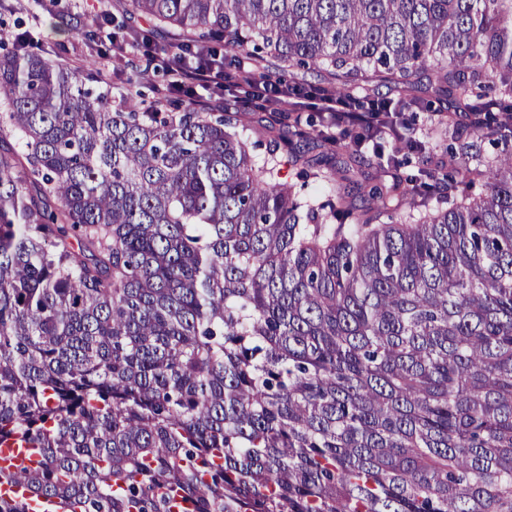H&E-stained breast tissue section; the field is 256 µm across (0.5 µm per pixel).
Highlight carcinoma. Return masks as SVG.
Returning a JSON list of instances; mask_svg holds the SVG:
<instances>
[{
  "label": "carcinoma",
  "instance_id": "cac0c4a2",
  "mask_svg": "<svg viewBox=\"0 0 512 512\" xmlns=\"http://www.w3.org/2000/svg\"><path fill=\"white\" fill-rule=\"evenodd\" d=\"M121 15L178 30L166 52L219 39L352 98L368 69L512 113V0ZM104 99L0 56V445L41 456L0 470L31 494L0 512H512V146L371 185L338 159L314 205L252 160L238 101Z\"/></svg>",
  "mask_w": 512,
  "mask_h": 512
}]
</instances>
